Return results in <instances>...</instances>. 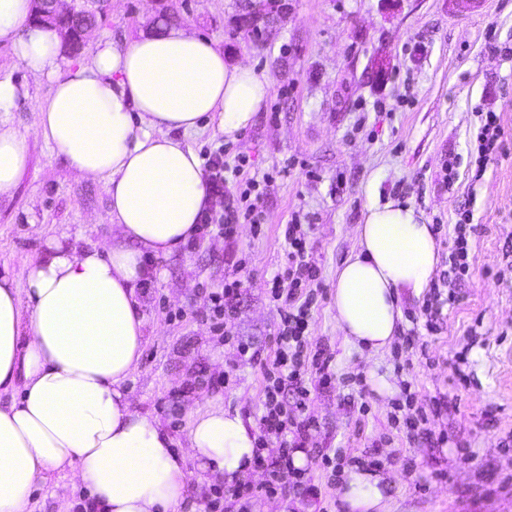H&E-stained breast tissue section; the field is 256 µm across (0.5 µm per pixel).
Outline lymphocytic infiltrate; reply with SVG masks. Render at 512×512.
<instances>
[{
  "instance_id": "obj_1",
  "label": "lymphocytic infiltrate",
  "mask_w": 512,
  "mask_h": 512,
  "mask_svg": "<svg viewBox=\"0 0 512 512\" xmlns=\"http://www.w3.org/2000/svg\"><path fill=\"white\" fill-rule=\"evenodd\" d=\"M476 145L471 152L476 173H483L487 163L501 150L503 128L494 110L480 112ZM206 191L211 199L200 216L199 229L216 228L218 234L231 238L242 224H262L263 193L257 181H249L239 192H232L229 179L239 176L248 165L246 155H237L227 162L223 149L206 151L203 155ZM454 224V237L448 251V268L431 284V293L422 310L425 328L434 331L438 313L436 302L441 289L455 288L470 269L469 237L473 230V213L459 209ZM286 265L267 282L266 293L280 312L276 334L277 349L271 362L263 364V412L258 420V454L254 464L265 469L268 481L265 492L278 494L284 488L286 476H293L296 487L304 497L317 500L319 486L305 480L304 474L293 465L292 454L300 448L317 447L319 424L308 412L312 389L334 388L336 378L330 369L331 357L325 349L309 350L310 313L308 303L302 302L303 289L311 287L317 277V267L307 241V233L299 220H291L283 230ZM245 286L241 272L224 279L221 288L210 292L206 307L216 319L217 329L231 330L235 315L234 302Z\"/></svg>"
}]
</instances>
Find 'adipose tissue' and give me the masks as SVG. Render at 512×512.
Masks as SVG:
<instances>
[{"label": "adipose tissue", "mask_w": 512, "mask_h": 512, "mask_svg": "<svg viewBox=\"0 0 512 512\" xmlns=\"http://www.w3.org/2000/svg\"><path fill=\"white\" fill-rule=\"evenodd\" d=\"M31 9V0H0V43L16 68L49 84L35 99L27 83L0 77V194L27 169L30 133L10 120L27 102L35 132L72 172L105 182L116 232L104 246L47 240L37 260L0 274V512H27L31 490L57 474L72 476L98 512H177L191 484L246 476L257 437L239 413L212 406L191 412L181 451L158 416L133 408L126 383L147 341L146 259L187 243L207 204L185 135L236 140L270 83L185 25L122 46L100 40L68 62ZM358 233L337 272L336 320L348 344L377 351L395 338L402 293L429 286L439 252L423 212L398 199L368 203ZM339 494L347 512H379L385 486L353 468Z\"/></svg>", "instance_id": "1"}]
</instances>
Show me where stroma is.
<instances>
[{
  "mask_svg": "<svg viewBox=\"0 0 512 512\" xmlns=\"http://www.w3.org/2000/svg\"><path fill=\"white\" fill-rule=\"evenodd\" d=\"M242 0H111L71 60L86 57L97 39L117 44L160 22L185 24L224 48L229 59L252 66L271 84L253 125L234 142L208 130L186 138L196 152L225 147L247 152L249 174H272L265 187L261 229L243 224L232 239L213 235L149 258L157 275L142 312L147 343L126 387L134 407L160 418L184 440L189 409L220 403L249 428L262 413L259 359L239 355L237 341L273 352L278 309L265 296L282 267L279 227L292 216L310 224L320 271L312 305V341L331 357L332 391H313L309 412L320 423L319 448L338 449L345 467L369 447L384 464L386 512H512V147L490 160L481 179L470 170L478 111L493 108L512 143V0H477L467 10L450 0H290L286 18L260 40L238 33L233 19ZM28 169L0 195V272L19 271L48 239L73 243L78 233L106 243L112 236L104 182L79 179L65 157L30 133ZM456 156L453 187L442 167ZM400 198L421 209L447 270L455 210L473 203V261L444 305L439 330L424 328L422 298L403 296L404 319L392 344L376 354L347 346L336 325V271L358 245L368 201ZM246 263L233 341L213 330L204 307L210 291ZM385 377L394 392L359 393L355 376ZM416 407L437 397L448 408L435 446L408 439L388 420L405 389ZM319 449H307L305 475L320 502L295 489L266 495L267 476L246 480L258 494L245 512H344L340 485ZM86 493H61L53 484L32 492L30 512H79Z\"/></svg>",
  "mask_w": 512,
  "mask_h": 512,
  "instance_id": "1",
  "label": "stroma"
}]
</instances>
